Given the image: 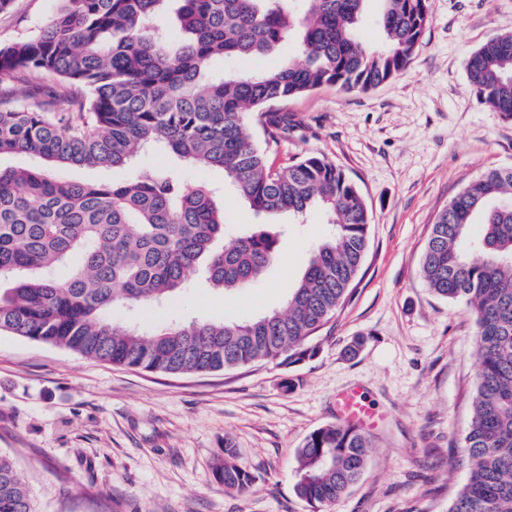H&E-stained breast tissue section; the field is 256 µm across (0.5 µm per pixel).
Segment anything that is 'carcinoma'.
I'll return each mask as SVG.
<instances>
[{"mask_svg": "<svg viewBox=\"0 0 512 512\" xmlns=\"http://www.w3.org/2000/svg\"><path fill=\"white\" fill-rule=\"evenodd\" d=\"M32 37L0 47V76L51 73L60 91L0 100V156L27 154L38 168H0V333L117 366L204 373L315 355L309 338L352 292L369 247L365 200L324 157L267 164L250 122L274 141L288 114L265 106L324 86L361 92L404 71L429 21V0H379L381 49L359 39L366 0H59ZM183 38L176 42L172 26ZM295 38L301 60L257 74L209 80L226 57L269 55ZM470 84L512 120V33L469 59ZM65 108L57 111L55 106ZM150 153L201 169L259 213L299 218L312 207L331 230L288 292L285 306L251 321L168 323L147 331L112 310L162 308L190 272L224 293L250 287L276 260L263 229L221 250L224 211L203 183L174 164L123 183H75L62 166L122 167ZM482 227L467 254L470 228ZM421 275L435 296L462 302L476 326L472 414L459 448L469 476L448 512H512V167L490 169L441 209ZM373 437L346 423L314 430L296 450L294 490L313 507L341 498L365 471ZM215 475L246 493L255 476L224 438ZM0 512H35L30 487L0 453Z\"/></svg>", "mask_w": 512, "mask_h": 512, "instance_id": "obj_1", "label": "carcinoma"}]
</instances>
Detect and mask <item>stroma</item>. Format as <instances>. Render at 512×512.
Segmentation results:
<instances>
[{
	"label": "stroma",
	"mask_w": 512,
	"mask_h": 512,
	"mask_svg": "<svg viewBox=\"0 0 512 512\" xmlns=\"http://www.w3.org/2000/svg\"><path fill=\"white\" fill-rule=\"evenodd\" d=\"M58 0H12L0 47L31 37ZM512 32V0H430L410 67L366 92L325 86L277 103L297 123L278 142L255 137L269 162L322 156L342 169L371 214L353 294L293 364L261 362L202 374L116 367L0 334V452L24 474L37 512H313L293 488L297 448L338 421V395L357 387L374 417L369 465L322 512H447L468 470L459 442L475 382V324L465 304L434 296L420 272L438 212L481 173L512 167V121L470 87L467 61ZM183 178L218 188L224 244L245 225L280 233L279 255L240 292L209 288L203 271L162 313L124 308L143 329L194 319L245 322L280 309L318 242L324 213L261 215L224 188L217 169ZM364 345L356 356L347 349ZM232 438L252 492L215 476Z\"/></svg>",
	"instance_id": "obj_1"
}]
</instances>
